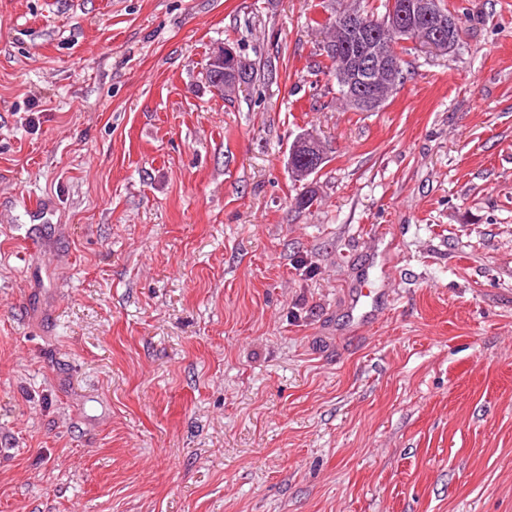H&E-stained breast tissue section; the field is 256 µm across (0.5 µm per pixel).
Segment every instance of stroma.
I'll return each mask as SVG.
<instances>
[{"mask_svg":"<svg viewBox=\"0 0 512 512\" xmlns=\"http://www.w3.org/2000/svg\"><path fill=\"white\" fill-rule=\"evenodd\" d=\"M446 2L356 112L385 0H0V512H512V0ZM386 2L385 15L380 24L383 29L392 33L407 29L421 32L423 38L418 39V42L437 53H450L457 47L461 28L457 15L448 10L444 0H440V4L448 12L442 9L438 0H390V4L389 1ZM364 13L358 8L342 10L336 14V27L333 19L329 25L322 26L326 29L324 43L329 40L323 43L321 55L325 53L330 68L335 72L337 56L339 67L336 75L348 94L347 99L337 79L336 83L338 93L346 104L348 100L354 107L380 111L398 85L396 59L400 68L399 86L405 78L401 53L408 49L401 46V52H398L397 46L407 40H416L418 34L407 32L383 36L395 53V59L388 45L377 38L376 30L365 15L375 21H379L381 17L375 18L373 11L364 10ZM335 32L342 36L340 41H336V54L329 48L335 46L329 44L335 37ZM209 62L212 64L213 70L224 73V81L231 85L235 90L244 86V83L242 82L244 80V76L240 75V57L231 47L224 45L214 48L211 53V59L208 53L204 70L206 71V80L209 86H211V70L208 66Z\"/></svg>","mask_w":512,"mask_h":512,"instance_id":"obj_1","label":"stroma"}]
</instances>
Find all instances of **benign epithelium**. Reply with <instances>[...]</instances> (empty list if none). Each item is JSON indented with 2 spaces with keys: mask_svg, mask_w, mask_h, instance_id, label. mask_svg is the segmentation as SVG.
<instances>
[{
  "mask_svg": "<svg viewBox=\"0 0 512 512\" xmlns=\"http://www.w3.org/2000/svg\"><path fill=\"white\" fill-rule=\"evenodd\" d=\"M381 27L392 33L411 29L422 33L418 42L437 53H450L458 45L461 28L457 15L445 11L439 0H390ZM336 42L339 67L336 72L355 107L382 109L398 85L396 59L363 11L353 8L336 14ZM210 64L219 71L215 82L224 81L240 88V57L227 45L213 49Z\"/></svg>",
  "mask_w": 512,
  "mask_h": 512,
  "instance_id": "1",
  "label": "benign epithelium"
}]
</instances>
